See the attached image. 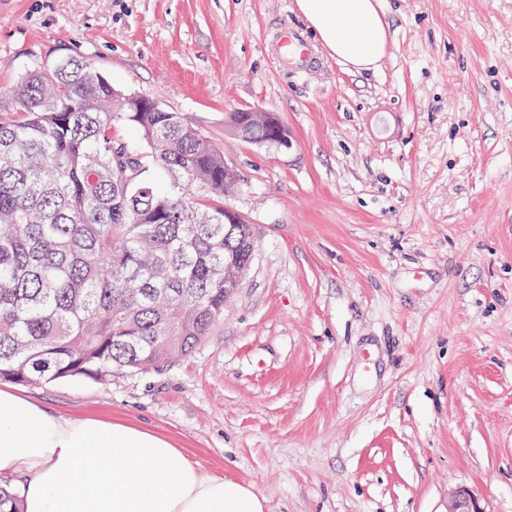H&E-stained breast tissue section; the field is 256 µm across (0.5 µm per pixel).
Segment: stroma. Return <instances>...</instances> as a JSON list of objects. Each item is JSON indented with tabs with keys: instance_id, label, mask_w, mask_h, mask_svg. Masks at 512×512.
Segmentation results:
<instances>
[{
	"instance_id": "stroma-1",
	"label": "stroma",
	"mask_w": 512,
	"mask_h": 512,
	"mask_svg": "<svg viewBox=\"0 0 512 512\" xmlns=\"http://www.w3.org/2000/svg\"><path fill=\"white\" fill-rule=\"evenodd\" d=\"M382 7L387 53L359 73L295 0H0V96L77 53L185 113L258 244L188 358L16 393L168 436L265 512H446L460 487L512 512V0ZM250 108L290 146L231 135Z\"/></svg>"
}]
</instances>
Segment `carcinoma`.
Instances as JSON below:
<instances>
[{
	"label": "carcinoma",
	"instance_id": "1",
	"mask_svg": "<svg viewBox=\"0 0 512 512\" xmlns=\"http://www.w3.org/2000/svg\"><path fill=\"white\" fill-rule=\"evenodd\" d=\"M95 73L76 55L42 60L0 101V379L168 367L224 322V264L252 265L250 225L224 213L240 185L224 152L181 112L131 111ZM226 121L259 146L280 123Z\"/></svg>",
	"mask_w": 512,
	"mask_h": 512
}]
</instances>
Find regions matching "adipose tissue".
I'll return each instance as SVG.
<instances>
[{
	"label": "adipose tissue",
	"instance_id": "obj_1",
	"mask_svg": "<svg viewBox=\"0 0 512 512\" xmlns=\"http://www.w3.org/2000/svg\"><path fill=\"white\" fill-rule=\"evenodd\" d=\"M329 53L363 72L389 44L380 0H296ZM0 489L24 512H264L243 483L202 475L164 436L102 418L62 420L0 389Z\"/></svg>",
	"mask_w": 512,
	"mask_h": 512
}]
</instances>
